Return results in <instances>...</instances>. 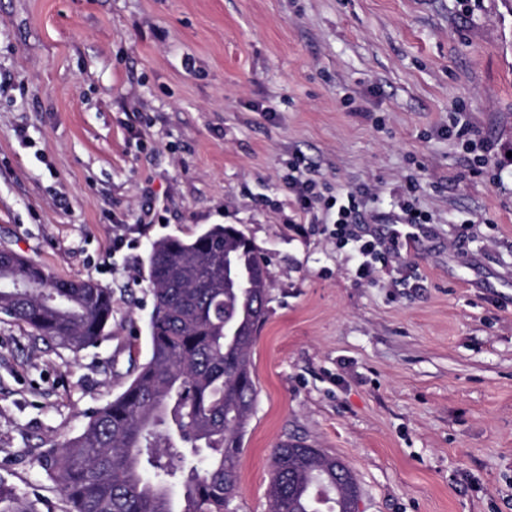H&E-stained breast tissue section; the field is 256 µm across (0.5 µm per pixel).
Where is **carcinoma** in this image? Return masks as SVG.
<instances>
[{
	"mask_svg": "<svg viewBox=\"0 0 512 512\" xmlns=\"http://www.w3.org/2000/svg\"><path fill=\"white\" fill-rule=\"evenodd\" d=\"M150 354L128 387L79 435L40 455L71 512H226L234 506L257 387L252 347L265 321L269 276L257 246L231 224L151 243ZM18 282L20 288L3 284ZM0 315L75 354L112 327V291L62 279L0 249ZM360 487L318 448L273 449L268 512H357ZM0 512H36L0 484Z\"/></svg>",
	"mask_w": 512,
	"mask_h": 512,
	"instance_id": "cac0c4a2",
	"label": "carcinoma"
}]
</instances>
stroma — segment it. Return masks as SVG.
<instances>
[{"label":"stroma","instance_id":"obj_1","mask_svg":"<svg viewBox=\"0 0 512 512\" xmlns=\"http://www.w3.org/2000/svg\"><path fill=\"white\" fill-rule=\"evenodd\" d=\"M295 152L354 234L388 252L408 204L415 243L358 278ZM209 224L269 261L238 512L284 441L343 460L360 512H512V0H0V248L112 291L77 354L0 316V482L39 512H70L39 450L148 357L150 244ZM307 162L303 155L296 154L288 163V190L294 196V202L303 213H312L323 202L321 194L316 190L317 185L312 181H304L298 174L307 168Z\"/></svg>","mask_w":512,"mask_h":512}]
</instances>
